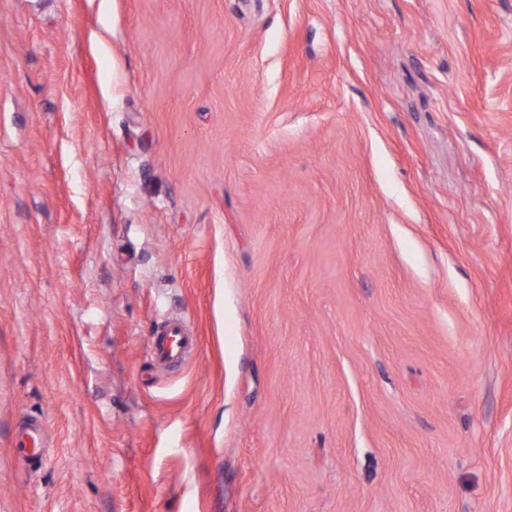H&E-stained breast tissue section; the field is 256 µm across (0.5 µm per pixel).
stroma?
Here are the masks:
<instances>
[{
	"label": "stroma",
	"mask_w": 512,
	"mask_h": 512,
	"mask_svg": "<svg viewBox=\"0 0 512 512\" xmlns=\"http://www.w3.org/2000/svg\"><path fill=\"white\" fill-rule=\"evenodd\" d=\"M0 512H512V0H0ZM193 343L192 338L184 335L181 326L174 324L167 331L151 338L150 354L162 364L178 362Z\"/></svg>",
	"instance_id": "stroma-1"
}]
</instances>
